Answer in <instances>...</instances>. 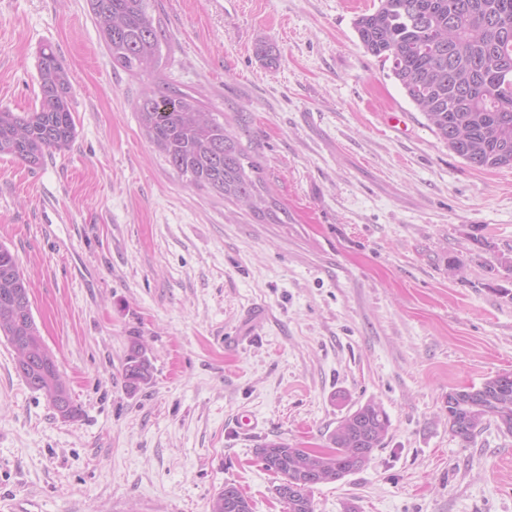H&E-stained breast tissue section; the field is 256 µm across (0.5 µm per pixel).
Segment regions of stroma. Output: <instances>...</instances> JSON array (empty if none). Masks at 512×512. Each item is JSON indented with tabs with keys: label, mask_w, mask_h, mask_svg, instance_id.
<instances>
[{
	"label": "stroma",
	"mask_w": 512,
	"mask_h": 512,
	"mask_svg": "<svg viewBox=\"0 0 512 512\" xmlns=\"http://www.w3.org/2000/svg\"><path fill=\"white\" fill-rule=\"evenodd\" d=\"M377 5L156 0L163 65L131 74L87 0H0V106L37 105L42 45L70 70L71 147L0 157V242L80 409L63 420L0 339V512H206L227 482L284 512L257 446L325 447L370 399L386 443L314 512H512V436L448 428L449 390L512 371V168L448 150L363 49ZM154 84L245 115L288 223L166 165L134 109ZM136 337L152 378L132 391Z\"/></svg>",
	"instance_id": "35a3bbf8"
}]
</instances>
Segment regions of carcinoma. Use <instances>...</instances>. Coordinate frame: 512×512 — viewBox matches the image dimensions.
<instances>
[{
	"mask_svg": "<svg viewBox=\"0 0 512 512\" xmlns=\"http://www.w3.org/2000/svg\"><path fill=\"white\" fill-rule=\"evenodd\" d=\"M112 62L137 74L161 59L165 40L153 16L154 0H88ZM353 27L363 48L391 63V74L448 149L477 168L512 167V0H378ZM39 105L30 112L0 107V156L37 167L67 150L76 136L68 67L50 46L38 52ZM140 129L164 161L189 185L248 210L261 224L288 223V209L264 169L243 143L245 128L224 124L201 101L179 91L148 89L135 102ZM29 278L17 256L0 244V337L26 352L15 364L27 387L64 403L62 418L79 409L63 389L53 353L35 322ZM126 385L151 377L145 345L134 340L126 356ZM493 424L512 435V374L480 386L448 391V427L471 441ZM390 419L369 400L346 414L324 449L299 448L278 436L256 448L263 469L277 476L286 512H313L314 486L361 469L385 445ZM207 512H252L249 499L224 483Z\"/></svg>",
	"mask_w": 512,
	"mask_h": 512,
	"instance_id": "carcinoma-1",
	"label": "carcinoma"
}]
</instances>
